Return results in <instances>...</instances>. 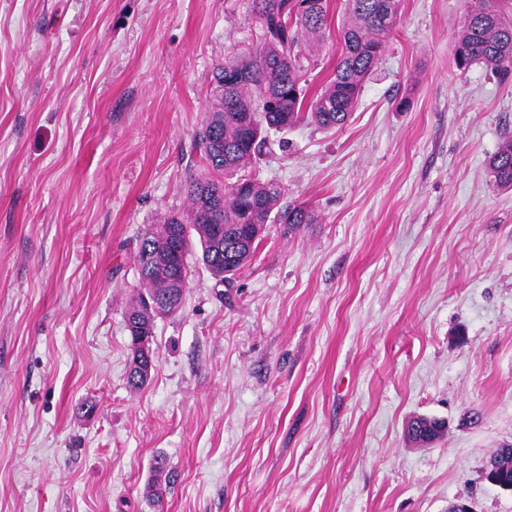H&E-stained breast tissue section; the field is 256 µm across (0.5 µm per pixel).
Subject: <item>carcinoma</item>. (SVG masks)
Segmentation results:
<instances>
[{"label": "carcinoma", "mask_w": 512, "mask_h": 512, "mask_svg": "<svg viewBox=\"0 0 512 512\" xmlns=\"http://www.w3.org/2000/svg\"><path fill=\"white\" fill-rule=\"evenodd\" d=\"M250 2L261 43L252 52L226 58L212 74L209 109L196 133L204 168L185 186L187 206L138 236L135 260L143 291L125 313L135 320L133 342L152 343L156 306L167 304L174 313L182 308L187 283L175 279L174 269L189 267V257H196L213 279L229 284L256 254L263 225L281 224L291 234L316 222L309 206L287 199L282 185L261 178L272 153L266 132L305 122L323 129L344 125L400 18V0H345L333 74L308 100L300 86L302 47L324 41L328 0ZM454 62L460 70L482 63L503 78L512 75V0H469ZM250 114L263 122L258 134L245 124ZM488 170L497 186L512 188L511 133L489 157ZM136 360L131 353L127 383L140 390L148 380L138 371L148 368L135 365ZM437 424L435 418H422L415 437L430 442L438 436ZM490 460L512 482V445L501 446Z\"/></svg>", "instance_id": "cac0c4a2"}]
</instances>
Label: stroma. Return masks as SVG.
Returning a JSON list of instances; mask_svg holds the SVG:
<instances>
[{
  "mask_svg": "<svg viewBox=\"0 0 512 512\" xmlns=\"http://www.w3.org/2000/svg\"><path fill=\"white\" fill-rule=\"evenodd\" d=\"M468 0H401L342 128L262 176L317 223L268 225L233 285L195 267L131 390L147 225L184 205L214 68L249 0H0V512H512V189L487 162L512 77L454 64ZM344 7L304 75L340 52ZM446 420L413 447V416Z\"/></svg>",
  "mask_w": 512,
  "mask_h": 512,
  "instance_id": "35a3bbf8",
  "label": "stroma"
}]
</instances>
